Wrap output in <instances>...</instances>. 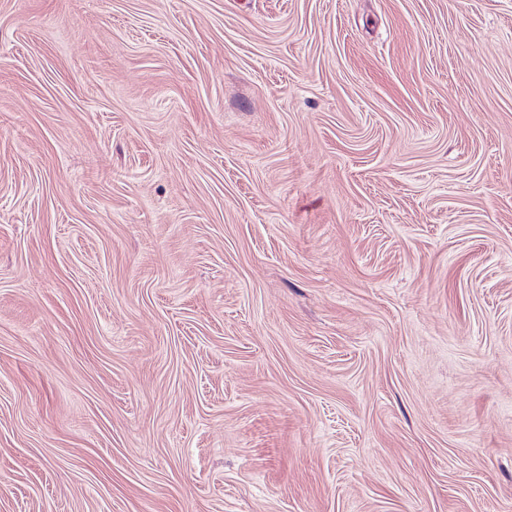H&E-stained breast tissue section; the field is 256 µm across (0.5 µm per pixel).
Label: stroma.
Wrapping results in <instances>:
<instances>
[{
    "instance_id": "stroma-1",
    "label": "stroma",
    "mask_w": 512,
    "mask_h": 512,
    "mask_svg": "<svg viewBox=\"0 0 512 512\" xmlns=\"http://www.w3.org/2000/svg\"><path fill=\"white\" fill-rule=\"evenodd\" d=\"M0 512H512V0H0Z\"/></svg>"
}]
</instances>
